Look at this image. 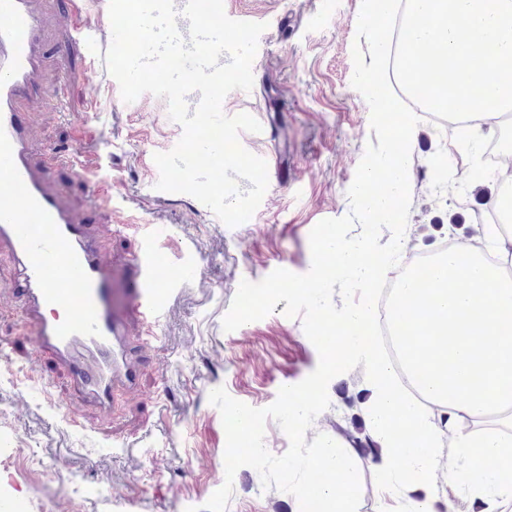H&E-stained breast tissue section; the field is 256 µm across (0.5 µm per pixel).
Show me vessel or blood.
<instances>
[{"mask_svg":"<svg viewBox=\"0 0 512 512\" xmlns=\"http://www.w3.org/2000/svg\"><path fill=\"white\" fill-rule=\"evenodd\" d=\"M46 38L32 0H0V242L22 268L18 294L38 347L67 366L84 400L107 412L116 391L138 382L137 346L113 313L112 273L87 219L106 197L91 188L77 213L31 159L27 108L51 93L39 79ZM132 263L142 284L133 306L156 325L164 291L153 247Z\"/></svg>","mask_w":512,"mask_h":512,"instance_id":"vessel-or-blood-1","label":"vessel or blood"}]
</instances>
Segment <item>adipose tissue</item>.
<instances>
[{
    "mask_svg": "<svg viewBox=\"0 0 512 512\" xmlns=\"http://www.w3.org/2000/svg\"><path fill=\"white\" fill-rule=\"evenodd\" d=\"M372 54L359 80L376 119L401 105L379 75L387 66L390 34L377 18L364 23ZM413 133L408 126L389 130L385 148L372 157L358 184L362 208L390 214L394 199L409 190ZM407 239L405 225L394 227L387 253L374 257L367 243L331 237L316 246V272L298 284L313 303L323 300L321 282L330 276L359 279L360 303L348 323L366 324L373 311V287L388 275L391 254ZM482 247L470 244L436 250L428 279L408 275L397 288L393 313L402 331L398 345L408 356L419 395L395 382L382 348L368 335H347L327 343L333 357L362 363L371 398L368 432L384 454L382 512H435L427 495L396 503L399 489L443 483L480 502L482 512H504L512 503V425L470 427L473 418L512 416V231L483 227Z\"/></svg>",
    "mask_w": 512,
    "mask_h": 512,
    "instance_id": "adipose-tissue-1",
    "label": "adipose tissue"
}]
</instances>
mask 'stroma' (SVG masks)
<instances>
[{
  "instance_id": "1",
  "label": "stroma",
  "mask_w": 512,
  "mask_h": 512,
  "mask_svg": "<svg viewBox=\"0 0 512 512\" xmlns=\"http://www.w3.org/2000/svg\"><path fill=\"white\" fill-rule=\"evenodd\" d=\"M49 30L42 79L69 82L81 94L71 120L47 99L32 114V154L41 163L57 145L96 141L84 157L87 174L59 172L53 184L74 210L83 209L90 180L110 186L95 232L104 262L121 293L117 315L144 335L148 356L136 389L117 396L112 413L84 401L67 370L38 349L34 328L12 287L17 263L0 244V484L20 512H183L201 506L225 481L226 435L210 392L224 387L255 408L272 404L279 389L302 381L319 362L301 317L273 312L227 332L222 320L242 280L258 282L276 267L297 274L311 267L309 234L321 220L349 211L347 190L376 135L370 109L351 85L352 47L361 0H224L226 14L264 23L263 53L252 65L253 87L224 99V112L248 113L267 133L239 135L240 145L269 169L287 167L293 180L269 182L255 214L225 225L194 197L157 190L153 156L182 136L164 99L142 94L124 103L104 60L87 68L75 57L63 72L53 39L61 33L64 0H34ZM414 143L408 193L392 204L410 225L409 246L430 253L448 237L480 236L491 223L498 192L494 173L479 163L472 142L457 130L407 112ZM156 228L155 257L175 274L193 257L191 274L163 298L165 315L143 327L128 303L139 288L129 260ZM357 367L328 384L330 406L307 439L355 432L366 422L369 396ZM226 512H300L297 499L264 488L253 468L238 469Z\"/></svg>"
}]
</instances>
